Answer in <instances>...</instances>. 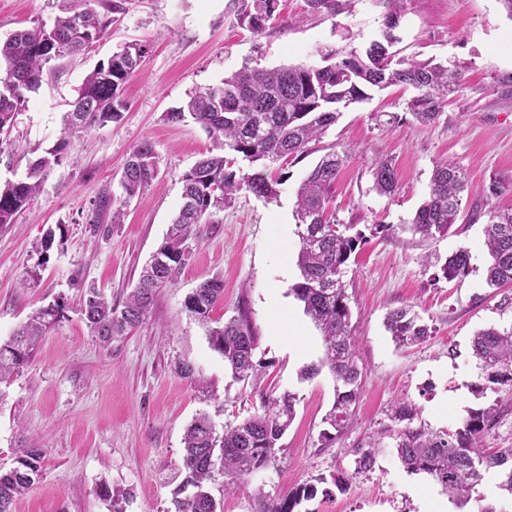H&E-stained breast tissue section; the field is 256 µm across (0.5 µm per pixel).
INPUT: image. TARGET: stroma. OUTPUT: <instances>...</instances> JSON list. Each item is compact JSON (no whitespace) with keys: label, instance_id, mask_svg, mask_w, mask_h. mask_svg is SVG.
Segmentation results:
<instances>
[{"label":"stroma","instance_id":"1","mask_svg":"<svg viewBox=\"0 0 512 512\" xmlns=\"http://www.w3.org/2000/svg\"><path fill=\"white\" fill-rule=\"evenodd\" d=\"M64 3L0 0V38L52 26ZM381 30L375 0H353L333 18L310 15L305 0H281L279 20L258 34L238 25L228 0H135L106 38L53 62L0 144L2 183L23 178L43 149L67 142L65 159L34 201L14 223L0 224V341L34 309L59 298L66 303L30 364L0 387V468L11 467L22 440L46 451L40 479L14 502L13 512H109L97 494L103 484L112 493H128L126 512H167L191 419L205 411L221 429L252 414L262 396L287 391L298 396L296 415L275 459L236 493H225L223 480L212 484L223 512H254L257 495L282 496L338 472L352 476L346 492L316 496L296 512H420L422 498L440 494L427 474L406 472L391 448L378 455L372 471L354 474L352 449L383 433L395 401L415 403L421 421L439 430L458 427L469 410L495 398L491 391L474 393L479 370L471 339L481 329L512 324V307L502 306L503 291L486 287L484 225L468 223L465 213L512 207V190L488 191L493 179L512 176V18L499 0H408L394 46L398 56L464 68V90L435 125L405 117L410 93L404 88L373 93L342 112L308 152L274 164L282 176L275 201L242 191L214 223L198 225L174 283L159 290L141 326L104 347L80 312L84 285L95 284L117 301L135 287L182 204L183 174L212 147L195 123H168L165 112L242 66H321L328 51L361 49ZM135 40L148 43L149 51L122 88L120 120L67 133L63 116L85 75ZM378 112H396L403 120L386 129L375 121ZM144 140L156 153V177L128 201L123 223L93 226L100 198L121 197L123 165ZM330 146L349 154L336 180V220L356 225L368 239L343 277L365 367L363 393L348 429L325 448L320 437L335 382L325 371L300 378L304 366L318 362L323 345L289 289L299 275L296 193ZM384 156L398 170L399 189L391 196L372 189L371 169ZM443 161L460 166L472 190L448 235L423 242L402 226L428 195L432 170ZM378 224L394 226V234L374 233ZM50 228L57 241L43 264L34 245ZM461 248L471 255L470 270L451 281L434 280L420 261L429 252L443 260ZM36 265L37 286L21 287ZM216 274L224 280V298L211 317L223 321L247 310L264 366L258 383L232 379L205 327L183 307L186 295ZM406 305L433 333L422 344L399 348L383 322L390 310ZM178 361L190 363L211 385L214 401H204L176 372Z\"/></svg>","mask_w":512,"mask_h":512}]
</instances>
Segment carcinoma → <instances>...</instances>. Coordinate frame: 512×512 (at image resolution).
Here are the masks:
<instances>
[{
	"instance_id": "obj_1",
	"label": "carcinoma",
	"mask_w": 512,
	"mask_h": 512,
	"mask_svg": "<svg viewBox=\"0 0 512 512\" xmlns=\"http://www.w3.org/2000/svg\"><path fill=\"white\" fill-rule=\"evenodd\" d=\"M96 0H79L57 16L51 28L35 26L18 30L0 41V135L8 133L15 118L36 91L52 61L76 54L104 38L129 10L132 0H111L104 11L94 7ZM349 0H306L314 16L334 17ZM383 8L381 38L371 41L363 52L354 50L328 54L330 63L320 71L303 65L273 69L243 67L189 96L185 105L165 113L169 123L187 118L198 124L211 140L212 149L181 178L182 206L157 249L166 263L150 261L143 269L136 288L122 302L108 299L100 290L85 289L82 315L91 335L103 343L124 336L144 320L158 289L172 283L183 264L187 241L198 224H211L224 211L233 196L246 189L257 197L273 201L278 197L281 176L270 164L300 156L308 145L318 141L334 125L341 110L371 99L369 91L403 86L413 91L406 110L423 124L436 123L448 98L461 92L462 68L455 62H418L395 58L391 52L390 30L401 22L406 0H377ZM280 0H229L238 24L252 33L265 30L278 19ZM149 45L141 41L125 43L107 62L96 66L84 78L76 98L66 113L70 130H90L117 121L124 109L121 89L141 66ZM66 142L59 140L29 166L25 178L0 184V224H12L18 213L38 195L48 172L65 155ZM346 154L331 150L308 172L297 191L294 220L299 239L297 267L300 276L290 293L303 303L304 313L321 330L323 356L300 371V379L310 380L326 368L335 383L333 405L326 414L333 432H323L324 445L341 437L355 416L365 368L358 355L357 338L351 324L348 295L342 277L358 247L366 241L363 232L350 233L352 226L336 223L331 210L332 188ZM248 161L252 169L239 174L237 159ZM157 160L151 144L137 146L127 158L120 179L130 199L156 176ZM373 189L391 194L397 185L392 161H379L371 172ZM470 185L463 170L454 163L435 167L428 197L420 204L405 230L423 240L448 235L461 210L463 194ZM112 196L98 203L93 224L122 222L124 212L113 207ZM485 220V244L489 254L485 282L499 290L512 285V209H480L469 216ZM470 256L465 250L448 255L433 279L454 280L468 273ZM224 298V280L215 275L201 282L184 301L185 310L203 323H209L215 304ZM65 303L55 301L36 309L5 342H0V384L27 366L39 339L63 317ZM384 326L398 347L423 343L429 327L412 307L388 312ZM213 348L224 357L232 378H257L262 366L255 360L258 336L242 315L208 329ZM472 355L482 382L475 392L491 388L498 392L512 389V326L491 327L476 333ZM297 402L288 391L262 401L261 410L219 432L210 416L202 412L186 427L183 455L178 476L180 484L172 497V512H218L219 504L209 486L216 477L226 479L224 490L234 491L251 474L266 468L276 456L278 443L290 426ZM512 402L495 399L486 407L474 409L453 430H434L418 422L416 405L398 401L388 410L394 448L403 468L413 474L425 473L438 484L448 499L465 512L474 500L476 487L486 474L497 475L502 496L512 499V447L488 448L485 441L496 434ZM381 438L367 437L353 453L354 473H366L375 463ZM45 450L32 445L15 449V465L0 469V512H12L17 497L34 484L41 473ZM320 490L311 484L295 488L287 495L258 498L256 512H294L303 500H311ZM322 494L330 495L325 488ZM99 496L111 502L110 512H125L129 494H114L108 486L98 488Z\"/></svg>"
}]
</instances>
